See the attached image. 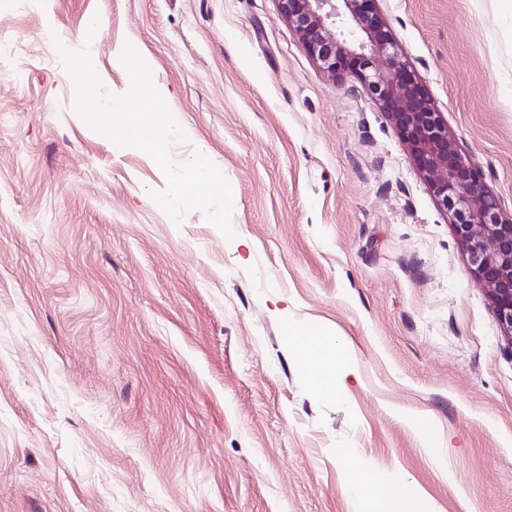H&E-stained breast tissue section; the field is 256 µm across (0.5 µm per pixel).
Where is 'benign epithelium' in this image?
Segmentation results:
<instances>
[{"instance_id":"obj_1","label":"benign epithelium","mask_w":512,"mask_h":512,"mask_svg":"<svg viewBox=\"0 0 512 512\" xmlns=\"http://www.w3.org/2000/svg\"><path fill=\"white\" fill-rule=\"evenodd\" d=\"M281 15L311 56L332 73L353 74L398 130L437 202L453 218L457 242L512 347V215L503 213L427 92L392 41L374 0H278ZM334 28L336 35L328 33ZM383 61L384 67L376 65Z\"/></svg>"}]
</instances>
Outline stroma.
Masks as SVG:
<instances>
[{"label":"stroma","instance_id":"1","mask_svg":"<svg viewBox=\"0 0 512 512\" xmlns=\"http://www.w3.org/2000/svg\"><path fill=\"white\" fill-rule=\"evenodd\" d=\"M374 6L512 214V0ZM58 40L116 94L140 48L235 240L174 224L155 161L74 114ZM290 323L344 345L340 396ZM367 468L436 512H512V348L379 104L278 0H0V512H364Z\"/></svg>","mask_w":512,"mask_h":512}]
</instances>
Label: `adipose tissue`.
Listing matches in <instances>:
<instances>
[{
  "instance_id": "obj_1",
  "label": "adipose tissue",
  "mask_w": 512,
  "mask_h": 512,
  "mask_svg": "<svg viewBox=\"0 0 512 512\" xmlns=\"http://www.w3.org/2000/svg\"><path fill=\"white\" fill-rule=\"evenodd\" d=\"M288 335L299 336L296 356L309 371L316 390L325 396H335L344 389V379L351 366L342 357L340 341L320 326L303 330L288 326ZM350 493L364 501L366 512H435L425 496L406 491L403 481L377 482L371 476L357 473L348 482Z\"/></svg>"
}]
</instances>
